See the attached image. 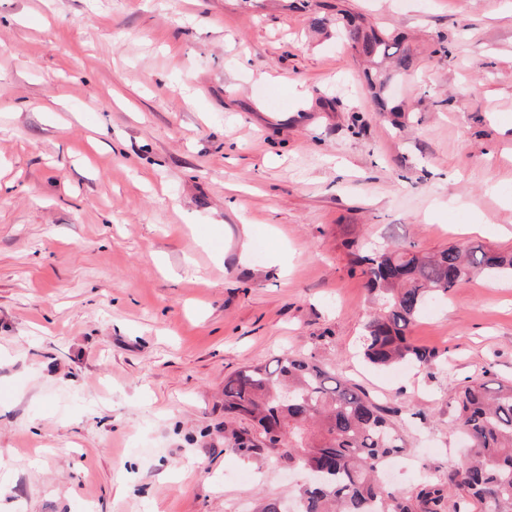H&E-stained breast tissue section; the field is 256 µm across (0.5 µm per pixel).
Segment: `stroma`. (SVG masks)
I'll list each match as a JSON object with an SVG mask.
<instances>
[{
	"instance_id": "obj_1",
	"label": "stroma",
	"mask_w": 512,
	"mask_h": 512,
	"mask_svg": "<svg viewBox=\"0 0 512 512\" xmlns=\"http://www.w3.org/2000/svg\"><path fill=\"white\" fill-rule=\"evenodd\" d=\"M348 13L416 58L378 106ZM512 251V0H0V512H255L305 477L224 446V379L336 365L462 464L455 397L512 381V279L476 276L376 368L358 256Z\"/></svg>"
}]
</instances>
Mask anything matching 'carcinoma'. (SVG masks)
I'll use <instances>...</instances> for the list:
<instances>
[{
	"instance_id": "1",
	"label": "carcinoma",
	"mask_w": 512,
	"mask_h": 512,
	"mask_svg": "<svg viewBox=\"0 0 512 512\" xmlns=\"http://www.w3.org/2000/svg\"><path fill=\"white\" fill-rule=\"evenodd\" d=\"M332 22L369 61L392 59L401 74L415 66L400 38L353 18L319 20ZM361 264L380 305L365 323L362 353L377 366L430 368L434 353L407 336L427 304L448 297L475 273L512 278V251L481 245L424 256L410 244L365 255ZM224 413L249 421L247 428L224 426V447L242 455L267 448L288 467L319 476L300 489L297 512H446L450 498L454 512L463 504L477 512H512V382L493 388L473 379L460 389L455 423L469 442L470 459L448 485L424 480L413 500L379 479L386 460L406 451L404 435L387 410L334 367L286 354L273 366L246 367L224 380Z\"/></svg>"
}]
</instances>
